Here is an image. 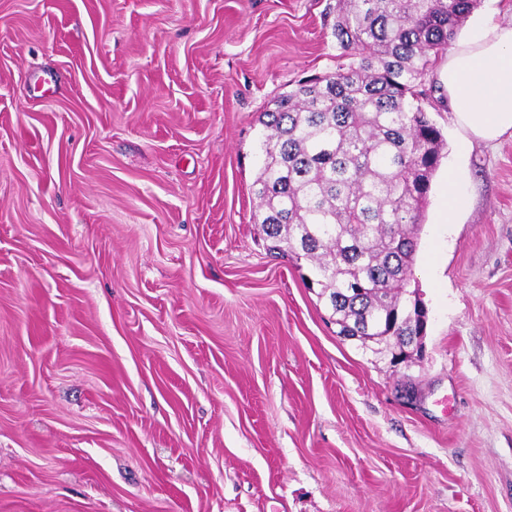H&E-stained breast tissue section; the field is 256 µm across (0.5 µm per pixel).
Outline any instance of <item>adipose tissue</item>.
<instances>
[{
  "label": "adipose tissue",
  "mask_w": 512,
  "mask_h": 512,
  "mask_svg": "<svg viewBox=\"0 0 512 512\" xmlns=\"http://www.w3.org/2000/svg\"><path fill=\"white\" fill-rule=\"evenodd\" d=\"M440 79L463 144L512 131V23L475 24L448 54Z\"/></svg>",
  "instance_id": "1"
}]
</instances>
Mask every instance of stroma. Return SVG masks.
Instances as JSON below:
<instances>
[{
	"label": "stroma",
	"mask_w": 512,
	"mask_h": 512,
	"mask_svg": "<svg viewBox=\"0 0 512 512\" xmlns=\"http://www.w3.org/2000/svg\"><path fill=\"white\" fill-rule=\"evenodd\" d=\"M329 3L0 0V512H512V132L462 147L429 70L414 363L255 222ZM444 194V207L442 212L443 224H451L455 222V217L461 201V187L457 177H450L443 190Z\"/></svg>",
	"instance_id": "35a3bbf8"
}]
</instances>
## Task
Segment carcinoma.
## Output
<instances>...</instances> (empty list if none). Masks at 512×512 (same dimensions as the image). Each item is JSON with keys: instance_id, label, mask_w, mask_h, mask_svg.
Returning <instances> with one entry per match:
<instances>
[{"instance_id": "carcinoma-1", "label": "carcinoma", "mask_w": 512, "mask_h": 512, "mask_svg": "<svg viewBox=\"0 0 512 512\" xmlns=\"http://www.w3.org/2000/svg\"><path fill=\"white\" fill-rule=\"evenodd\" d=\"M481 0H336L332 34L347 67L273 100L252 184L270 251L307 267L338 327L376 355L420 328L407 274L440 164L424 78Z\"/></svg>"}]
</instances>
